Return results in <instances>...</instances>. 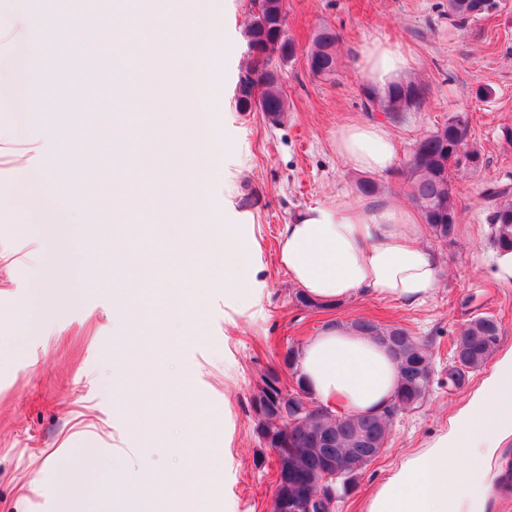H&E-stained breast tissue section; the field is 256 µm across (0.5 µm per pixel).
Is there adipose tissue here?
Returning <instances> with one entry per match:
<instances>
[{
    "label": "adipose tissue",
    "mask_w": 512,
    "mask_h": 512,
    "mask_svg": "<svg viewBox=\"0 0 512 512\" xmlns=\"http://www.w3.org/2000/svg\"><path fill=\"white\" fill-rule=\"evenodd\" d=\"M414 59L391 46L359 51L366 80L387 87ZM337 155L358 172L384 173L396 148L381 122H348L334 137ZM426 225L385 196L345 194L301 209L281 233L279 261L304 297L324 307L363 295L416 306L440 286L437 257L424 245ZM297 368L313 396L350 415L377 413L399 375L376 339L329 323L302 345ZM512 435V351L459 410L449 429L406 457L369 498L366 512H486L491 462Z\"/></svg>",
    "instance_id": "adipose-tissue-1"
}]
</instances>
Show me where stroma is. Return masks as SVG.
<instances>
[{"mask_svg":"<svg viewBox=\"0 0 512 512\" xmlns=\"http://www.w3.org/2000/svg\"><path fill=\"white\" fill-rule=\"evenodd\" d=\"M499 2L496 12L460 31L448 24L447 0H288L286 31L298 52L282 71L288 110L274 125L264 113L234 107L250 0H216L223 53L206 83L221 90L218 133L230 148L212 157L213 178L199 208L205 223L246 225L256 242L247 266L256 270L258 287L252 299H236L225 295L224 275L216 273L195 330L164 365L188 376L203 399L199 458L212 448L223 451L221 490L201 501L202 512H270L276 464L256 432L255 386L274 370L291 383L287 350L329 322L366 319L407 328L432 343L436 359L426 402L393 420L385 448L336 512H365L376 487L447 430L492 371L485 364L464 388H448V350L470 319L493 315L501 327L498 353L512 349V277L500 271L491 205L483 196L490 184H512V0ZM54 5L28 0L22 19L16 0H0V203L8 207L0 216V512H60L69 490L84 512H113L112 470L166 473L180 458L170 448L172 427L159 432L154 447L137 440L133 424L146 421L152 404L133 418L112 397V345L129 334L130 324L112 307V283L83 286L100 261L87 227L106 233L111 215L76 210L44 189L69 150L72 129L84 120L74 85L99 86L81 79L63 54L52 58L58 82L38 80L32 45L43 38L41 15ZM325 28L338 37L331 78L314 76L306 64L307 50ZM372 42L411 53L415 65L398 79L427 88L419 111L388 125L398 162L416 139L463 112L483 163L453 177L460 220L455 240L425 239L442 269L440 287L425 302L410 307L359 297L333 308L307 307L278 262L280 234L298 210L357 190L362 175L337 156L333 140L340 124L367 117L357 51ZM22 84L39 101L37 110H15Z\"/></svg>","mask_w":512,"mask_h":512,"instance_id":"35a3bbf8","label":"stroma"}]
</instances>
